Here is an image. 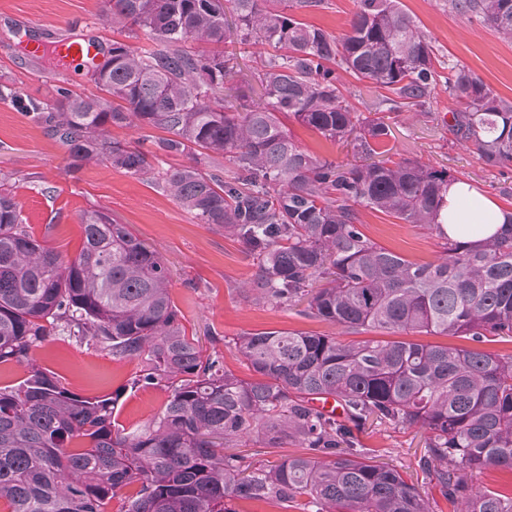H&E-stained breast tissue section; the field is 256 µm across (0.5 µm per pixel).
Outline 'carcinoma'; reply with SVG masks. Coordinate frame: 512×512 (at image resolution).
<instances>
[{
    "mask_svg": "<svg viewBox=\"0 0 512 512\" xmlns=\"http://www.w3.org/2000/svg\"><path fill=\"white\" fill-rule=\"evenodd\" d=\"M113 25L152 45L114 41L88 75L103 92L59 87L50 105L0 84L66 149V170L94 162L161 185L202 224L234 237L256 267V302L297 307L360 335L341 341L297 331L247 333L235 346L252 372L186 334L159 251L93 211L78 253L38 239L0 182V364L27 375L0 385V512H232L228 501H280L295 512H431L397 469L364 458L354 430L368 419L423 431L426 463L459 512H512L508 499L468 476L512 469V354L395 339L406 332L512 338V222L457 241L438 222L451 176L418 161L375 159L385 117L345 103L342 74L373 85L375 110L423 112L438 84L455 104L448 131L487 167L512 162V101L458 66L440 74L431 41L400 0H357L339 36L299 21L324 0H102ZM512 41V0H448ZM269 47L254 77L263 100L224 96L247 47ZM294 118L327 139L354 138L345 165L289 135ZM166 133L147 152L111 128ZM189 163L163 166L160 155ZM424 226L440 239L433 262L410 261L362 230L358 207ZM119 359L144 360L132 385L169 390L142 430L115 420L116 398L84 397L30 352L60 328ZM339 402V417L315 402ZM254 436L305 450L266 464L231 448Z\"/></svg>",
    "mask_w": 512,
    "mask_h": 512,
    "instance_id": "carcinoma-1",
    "label": "carcinoma"
}]
</instances>
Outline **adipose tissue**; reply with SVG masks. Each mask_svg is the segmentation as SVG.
Wrapping results in <instances>:
<instances>
[{
    "label": "adipose tissue",
    "mask_w": 512,
    "mask_h": 512,
    "mask_svg": "<svg viewBox=\"0 0 512 512\" xmlns=\"http://www.w3.org/2000/svg\"><path fill=\"white\" fill-rule=\"evenodd\" d=\"M447 200L441 222L449 236L458 240L476 239L481 232L492 234L512 220V212L463 182L449 183Z\"/></svg>",
    "instance_id": "adipose-tissue-1"
}]
</instances>
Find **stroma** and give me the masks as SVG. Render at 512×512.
Masks as SVG:
<instances>
[{
    "mask_svg": "<svg viewBox=\"0 0 512 512\" xmlns=\"http://www.w3.org/2000/svg\"><path fill=\"white\" fill-rule=\"evenodd\" d=\"M429 37L438 60L476 73L496 94L512 100V43L490 27L449 10L448 0H400ZM102 0H0V83L31 98L52 101L55 89L96 96L86 73L74 74L49 59L23 54L17 33L49 43L61 38L94 36L112 42ZM356 0H325L323 7L298 12L300 21L341 34L349 27ZM454 107L444 87H437L427 112H404L389 119L382 147L392 160H417L448 170L512 210V163L485 167L474 147L456 140L444 122ZM286 125L305 150L339 164L351 162L349 144L335 143L295 120ZM65 149L44 126L10 100L0 99V180L14 184L17 200L34 235L47 238L65 257L75 256L84 216L108 212L141 240L156 247L170 269V296L188 330L201 341L223 339L224 363L239 377L250 378L232 342L247 332L299 331L345 339L336 324L297 313L296 309L255 302L243 291L255 268L240 242L198 223L157 184L109 163L65 170ZM364 232L376 243L415 262L434 261L438 240L430 231L393 217L361 209ZM31 356L60 377L73 392L87 397L117 395L116 420L126 431L144 428L163 408L166 387L132 386L140 360L118 359L96 340L58 330ZM367 453L398 469L429 502L433 512H455L422 469L426 455L418 428L367 421L358 434Z\"/></svg>",
    "mask_w": 512,
    "mask_h": 512,
    "instance_id": "1",
    "label": "stroma"
}]
</instances>
